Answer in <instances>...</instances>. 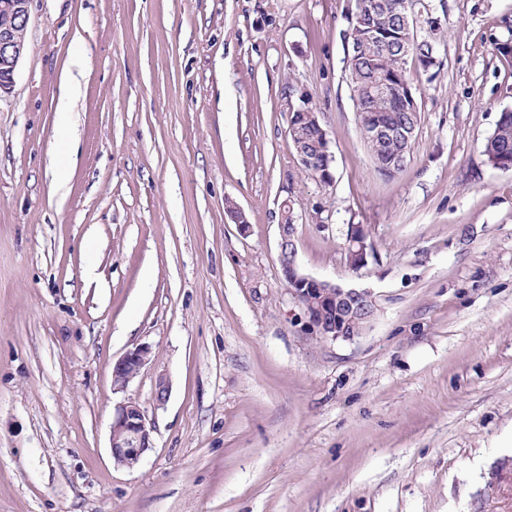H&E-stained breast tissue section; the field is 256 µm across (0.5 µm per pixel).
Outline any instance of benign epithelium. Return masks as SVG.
I'll use <instances>...</instances> for the list:
<instances>
[{"mask_svg": "<svg viewBox=\"0 0 512 512\" xmlns=\"http://www.w3.org/2000/svg\"><path fill=\"white\" fill-rule=\"evenodd\" d=\"M30 0H0V9L27 27ZM26 50L25 42L12 27L0 28V94L11 90L15 70ZM296 224L280 225L279 261L293 298L302 306L317 335L332 340H353L370 325L376 305L370 290L322 280L304 273L298 261ZM350 267L357 271L373 253L360 224L350 225L346 238ZM152 357V347L139 344L114 364V384L122 389ZM152 426L145 410L135 401L119 405L112 416L110 448L115 463L132 468L152 448Z\"/></svg>", "mask_w": 512, "mask_h": 512, "instance_id": "benign-epithelium-1", "label": "benign epithelium"}]
</instances>
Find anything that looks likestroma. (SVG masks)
Instances as JSON below:
<instances>
[{"instance_id":"1","label":"stroma","mask_w":512,"mask_h":512,"mask_svg":"<svg viewBox=\"0 0 512 512\" xmlns=\"http://www.w3.org/2000/svg\"><path fill=\"white\" fill-rule=\"evenodd\" d=\"M424 2L437 64L410 71L421 120L384 177L349 0H31L0 97V512H512V169L483 153L512 110V0ZM303 107L327 185L289 140ZM291 218L305 273L372 291L360 337H320L290 294ZM131 400L153 446L127 468ZM307 109L296 110L292 115V123L296 126L300 134L304 137L306 141V147L309 149V157L312 163V168H308L309 159L304 154L303 149L301 147V143L296 141V136L294 135V130L290 126L289 134L292 135L290 139L292 147H295V152L299 161L300 166L305 170L308 168V173L315 177L320 183L325 185L330 184L332 181V172L331 167L329 168V172L331 175H328L324 172L325 169V149H329V140L325 138L327 143L325 146V142L323 140L324 134L322 133V129L325 128L319 121V126L316 123L309 119L307 113ZM367 149L374 161L376 171L381 175L392 177L394 174L401 171L406 163L403 165H395L394 159L397 150L392 142L388 141H364ZM392 166V167H391ZM391 167V168H390ZM346 249L350 267L357 271L367 264V258L373 254V247L367 243V235L362 225H350L346 238ZM152 347L149 344H139L126 351L114 364V384L122 389L135 378L152 357ZM110 448L117 465L133 468L152 448V426L135 401L119 405L112 416Z\"/></svg>"}]
</instances>
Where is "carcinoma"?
Returning a JSON list of instances; mask_svg holds the SVG:
<instances>
[{"mask_svg": "<svg viewBox=\"0 0 512 512\" xmlns=\"http://www.w3.org/2000/svg\"><path fill=\"white\" fill-rule=\"evenodd\" d=\"M366 7L368 22L355 28V21L349 20L348 59L346 63L347 80L352 91H363L378 79L386 78L395 84L410 82L408 57L415 54L418 59L428 58V65H436V40L418 38L417 27L425 23L430 31H435L434 19H419L417 15L404 16L395 7V0H382V5L371 8L373 0H362ZM371 37L367 54H359L355 46ZM357 116L365 113L375 114L376 120L390 129L402 128L407 124L420 123L418 104L401 100L391 101L385 97L359 95L352 98ZM292 123L306 141L312 168L308 173L319 182L328 185L332 176L324 172L325 142L323 126L309 119L306 110L293 113ZM367 149L374 161L376 171L391 177L403 169L394 163L398 147L388 141H368ZM484 155L493 166L502 161L512 162V111L508 113L501 126L495 128L484 146Z\"/></svg>", "mask_w": 512, "mask_h": 512, "instance_id": "cac0c4a2", "label": "carcinoma"}]
</instances>
